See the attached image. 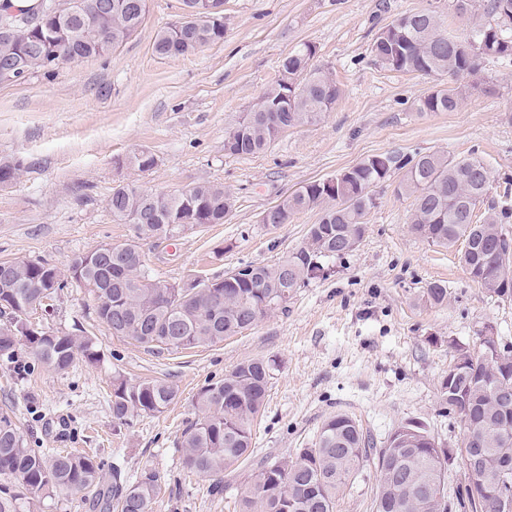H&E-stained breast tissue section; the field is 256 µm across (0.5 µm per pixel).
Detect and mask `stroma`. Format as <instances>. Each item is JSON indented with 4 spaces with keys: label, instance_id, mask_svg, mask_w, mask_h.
<instances>
[{
    "label": "stroma",
    "instance_id": "1",
    "mask_svg": "<svg viewBox=\"0 0 512 512\" xmlns=\"http://www.w3.org/2000/svg\"><path fill=\"white\" fill-rule=\"evenodd\" d=\"M432 4L450 32L462 31L451 0H224L223 40L161 58L154 39L181 19L182 0H148L138 31L108 55L0 84V158L22 165L18 180L0 187V261L39 260L64 273L79 254L131 240V225L114 222L107 206L120 184L171 192L211 182L234 196L224 223L143 243L154 276L176 285L220 278L247 263L272 264L303 247L318 210L276 228L261 224V214L372 155L477 156L490 169L491 196L499 197L512 181V65L491 59L477 75L459 76V109L422 115L418 101L446 78L394 72L371 60L382 28ZM304 43L315 45V65L341 90L331 112L316 125L284 131L262 153L225 155L227 133ZM140 148L155 157L145 172L125 163ZM401 178L393 173L376 188L363 238L327 277L295 289L286 304L211 347L157 352L113 336L93 295L64 289L31 319L91 336L100 361L79 359L58 374L17 346L14 362L0 358V412H13L32 447L94 455L104 473L117 465L131 481L157 471L162 490L151 512H235L253 462L294 458L339 414L356 419L378 450L408 423L423 424L439 447L454 446L461 423L440 395L452 346L477 344L490 330L512 347V296H495L473 280L456 249L411 233L413 199L397 193ZM435 282L448 289L440 305L427 300ZM262 357L277 367L252 426L251 459L225 472L223 494L213 495L211 478L184 468L177 441L203 387ZM18 363L29 366L27 378L16 377ZM116 372L133 383L166 380L177 397L161 413L113 423ZM376 488L374 464L365 462L338 495L336 512H375Z\"/></svg>",
    "mask_w": 512,
    "mask_h": 512
}]
</instances>
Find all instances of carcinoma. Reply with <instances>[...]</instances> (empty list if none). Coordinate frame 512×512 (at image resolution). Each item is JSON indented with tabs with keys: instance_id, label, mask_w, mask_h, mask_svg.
<instances>
[{
	"instance_id": "carcinoma-1",
	"label": "carcinoma",
	"mask_w": 512,
	"mask_h": 512,
	"mask_svg": "<svg viewBox=\"0 0 512 512\" xmlns=\"http://www.w3.org/2000/svg\"><path fill=\"white\" fill-rule=\"evenodd\" d=\"M73 12L49 16L42 4L29 10H5L16 23L37 22L18 32L0 30V60L10 58L32 74L63 63L103 56L139 28L147 0H80ZM465 21L456 36L442 29L438 12L406 13L383 28L370 52L382 67L430 78L475 75L485 60L512 63V0H453ZM224 39L222 13L183 19L156 34L154 52L163 58L195 53ZM315 50L303 43L286 56L288 83L268 88L234 133L224 138V154L253 155L285 129L320 122L340 96L339 87L314 66ZM461 102L455 86L436 89L420 99L422 114L453 112ZM404 171L397 192L414 197L411 231L432 244H463L461 262L471 278L498 297L512 295V248L489 199L491 173L478 157L453 158L430 152L370 156L347 169L337 183L339 202H330L325 181H314L284 197L272 212L273 227L295 214L317 209L319 221L307 235L318 253L301 247L275 264L248 263L239 276L225 281L221 302L192 288L178 290L155 278L144 263L140 242L168 236L175 224H222L235 206L224 186L195 183L173 192H153L133 185L112 189L107 205L113 221L132 226L135 238L72 260L66 281L46 263L0 261V308L8 309L13 329L0 327V356L11 358L24 344L48 368L64 373L80 358L100 360L89 336L20 326L34 304L51 300L68 282L87 289L96 300L98 319L114 336L127 337L155 350L212 346L254 325L258 318L286 303L285 292L323 275L329 263L355 249L366 231V216L375 207L373 188L396 171ZM20 164L0 161V184L13 182ZM454 364L440 383L441 399L459 417L462 434L456 447L468 454L477 448L483 459L474 468L473 499L462 490L448 500V461L434 455L432 437L417 426H401L378 457L375 512H497L485 485L500 478L498 463L512 459V371L503 373L499 359L509 350H491L486 343L452 345ZM273 359L238 364L224 378L210 382L195 399L196 418L182 432L184 464L205 477L235 469L252 454V422L265 406ZM177 396L165 380L129 382L112 376V419L121 423L140 414L160 413ZM371 440L347 415H336L321 427L315 442L294 460L263 464L249 475L237 501L238 512H335L336 496L367 461ZM161 476L144 472L128 483L112 469L105 481L101 465L85 453L49 454L28 446L16 421L0 413V512H34L37 503L56 491L88 502L99 512H150L159 496Z\"/></svg>"
}]
</instances>
